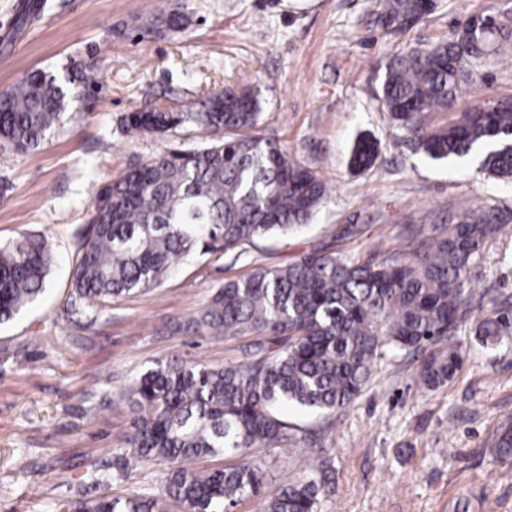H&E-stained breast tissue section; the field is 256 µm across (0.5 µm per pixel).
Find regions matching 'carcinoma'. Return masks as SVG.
I'll use <instances>...</instances> for the list:
<instances>
[{
	"label": "carcinoma",
	"mask_w": 512,
	"mask_h": 512,
	"mask_svg": "<svg viewBox=\"0 0 512 512\" xmlns=\"http://www.w3.org/2000/svg\"><path fill=\"white\" fill-rule=\"evenodd\" d=\"M437 7L434 0H382L376 23L387 34L412 28ZM469 18L448 38L395 54L379 96L415 148L433 160L481 152L488 176L512 182V103L487 102L458 121L431 127V112L452 109L464 83L481 78L497 54L501 27L491 15L481 26ZM158 33L187 29L179 9L152 22ZM97 75L77 60L61 79L30 71L0 93V152L39 147L79 93ZM261 118L251 90L227 87L178 112L143 107L121 119L131 136L176 129L200 134L205 145L159 153L128 168L101 188L92 203L72 273V296L98 305L145 291L172 264L196 248L251 246L262 237L307 225L326 192L322 175L291 157L277 141L251 136ZM379 142L359 135L349 165L371 169ZM500 218L474 206L453 222L422 225L406 253L380 260L317 249L282 268L261 267L227 280L195 318L198 328L226 340L250 337V358L222 367L158 361L130 392L140 411L126 439L127 458L172 464L161 490L71 500L64 512H228L261 494L264 468L257 448L297 446L284 406L331 415L363 392L378 360L409 351L420 355L427 390L446 385L461 359L448 334L466 315L464 283ZM55 263L51 244L23 234L0 246V323L14 318L45 290ZM512 331V310L477 317L475 336L485 347ZM493 448L512 458V419L501 423ZM224 455L239 463L196 472L188 463ZM333 472L310 466L283 487L268 512H320Z\"/></svg>",
	"instance_id": "obj_1"
}]
</instances>
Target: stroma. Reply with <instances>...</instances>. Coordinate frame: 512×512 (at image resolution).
Masks as SVG:
<instances>
[{"mask_svg": "<svg viewBox=\"0 0 512 512\" xmlns=\"http://www.w3.org/2000/svg\"><path fill=\"white\" fill-rule=\"evenodd\" d=\"M19 0H0V91L32 70L61 76L70 60L92 66L102 89L74 101L37 149L0 153V244L25 231L54 242L46 292L0 325V512H60L75 498L161 490L168 464L125 467V440L139 416L128 391L155 361L221 366L248 358V338L224 340L189 322L226 280L283 267L313 249L354 257L412 247L423 217L444 224L471 202L512 216V183L476 163L433 161L415 151L382 109L389 59L448 35L476 14L503 24L501 54L477 83L462 86L437 126L486 100L512 99V0H437L403 35L375 23L380 0H171L189 17L180 33L150 32L159 0H39L40 19L17 27ZM227 86L254 90L255 135L279 141L322 173L326 194L303 231L245 249L194 252L145 293L88 305L71 296L79 233L97 191L132 163L201 138L123 133L122 116L145 106L177 109ZM362 133L380 142L375 166L354 172L350 148ZM470 316L451 342L463 357L435 391L417 365L380 360L346 410L316 417L286 412L315 435L314 447L254 450L264 466L261 497L234 512H265L311 463L336 472L321 512H512V460H499L493 433L512 417V335L494 347L474 336L475 315L512 303V223L489 238L466 285ZM492 490L493 506L479 498Z\"/></svg>", "mask_w": 512, "mask_h": 512, "instance_id": "35a3bbf8", "label": "stroma"}]
</instances>
